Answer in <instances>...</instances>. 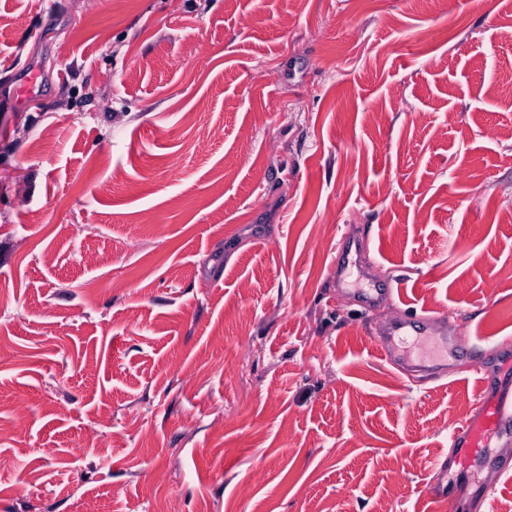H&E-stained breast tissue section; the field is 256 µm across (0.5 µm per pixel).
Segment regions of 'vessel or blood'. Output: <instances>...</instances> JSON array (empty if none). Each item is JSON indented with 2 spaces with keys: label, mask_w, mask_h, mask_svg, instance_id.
<instances>
[{
  "label": "vessel or blood",
  "mask_w": 512,
  "mask_h": 512,
  "mask_svg": "<svg viewBox=\"0 0 512 512\" xmlns=\"http://www.w3.org/2000/svg\"><path fill=\"white\" fill-rule=\"evenodd\" d=\"M429 312L418 313L416 321H401L382 336L376 338V348L385 356L392 357L397 346L403 343L414 322H430ZM512 429V390L506 388L483 389L473 414L466 422L454 428L448 436V445L454 453V460L461 468H469L482 456L490 439Z\"/></svg>",
  "instance_id": "obj_1"
}]
</instances>
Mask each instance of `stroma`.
<instances>
[{"instance_id": "obj_1", "label": "stroma", "mask_w": 512, "mask_h": 512, "mask_svg": "<svg viewBox=\"0 0 512 512\" xmlns=\"http://www.w3.org/2000/svg\"><path fill=\"white\" fill-rule=\"evenodd\" d=\"M471 336L512 358V0H0V512H512V431L434 467ZM433 318V315L429 314V311H415L414 318L409 320L401 321L386 332L382 336L374 340L376 348L386 357L391 358L397 352L396 343L403 344L406 336L409 335L410 330L416 332L415 327L410 322L413 319H418L420 323H428Z\"/></svg>"}]
</instances>
